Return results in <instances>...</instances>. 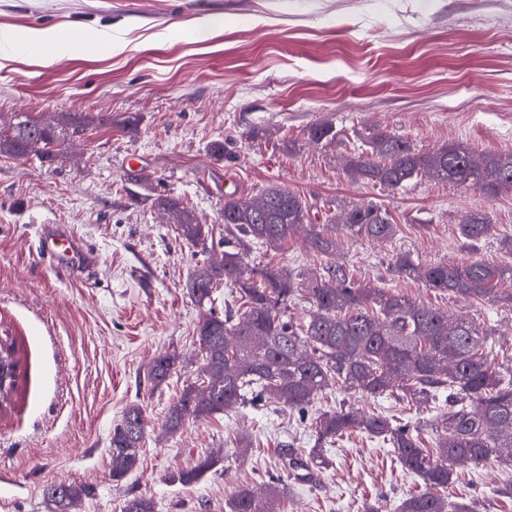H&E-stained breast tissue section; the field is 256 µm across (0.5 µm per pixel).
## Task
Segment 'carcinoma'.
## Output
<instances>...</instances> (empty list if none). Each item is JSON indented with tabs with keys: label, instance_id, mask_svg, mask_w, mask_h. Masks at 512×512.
Here are the masks:
<instances>
[{
	"label": "carcinoma",
	"instance_id": "1",
	"mask_svg": "<svg viewBox=\"0 0 512 512\" xmlns=\"http://www.w3.org/2000/svg\"><path fill=\"white\" fill-rule=\"evenodd\" d=\"M86 131L85 118L74 116L70 126L45 124L29 112L14 114L0 128V152L16 158L36 157L52 162L66 153L71 137ZM311 142L336 139L329 122L312 125ZM353 182L374 183L395 191L414 179L426 178L461 187H477L493 198L512 192V151L476 152L462 142L441 145L431 152L410 140L375 126L367 150L351 155L344 166ZM224 250L208 244L212 232L190 210H182L178 234L206 262L196 266L185 288L209 315L196 328L203 354V387L190 385L171 404L165 427L174 433L188 419H204L224 410L251 405H283L314 422L315 443L308 454L282 450L284 469L312 480L323 461V447L351 431L387 442L401 466L420 480L421 490L404 499L399 512H476L469 504L448 503L453 467L488 461L512 465V367L502 370L487 362L491 333L475 321L417 303L386 288L355 281L342 264L330 262L306 276L282 266H251L250 244L280 250L297 229L308 226L309 243L319 254H336V225L355 239L384 241L395 237L398 225L389 212L372 202L340 208L332 224H315L308 203L298 193L271 184L257 199L234 194L224 198ZM462 243L478 246L494 235L488 213L472 211L457 226ZM395 272L452 296L483 300L496 295L512 306V290L498 287L512 280V267L482 258L455 264L426 266L406 254L394 262ZM235 289L237 309L214 308L220 285ZM307 301L315 311L306 321L286 315L288 304ZM174 354L158 356L146 381L157 387L170 375ZM392 396L400 402L430 401L437 409L431 426L435 448L422 447L409 426L385 413H361L350 405L312 411L319 394L331 390ZM146 433L145 416L128 407L113 429L111 476L119 482L140 462ZM217 464L206 456L180 471L183 485L199 482ZM288 485L281 479L257 493L238 488L227 502L228 512H282ZM52 512H77L87 495L81 485L50 483L43 489ZM124 512H154L143 496L126 500Z\"/></svg>",
	"mask_w": 512,
	"mask_h": 512
}]
</instances>
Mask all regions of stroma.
Returning <instances> with one entry per match:
<instances>
[{
    "mask_svg": "<svg viewBox=\"0 0 512 512\" xmlns=\"http://www.w3.org/2000/svg\"><path fill=\"white\" fill-rule=\"evenodd\" d=\"M69 30L86 47L52 61L21 41L33 29ZM111 29L119 48L95 39ZM0 121L30 112L89 125L65 157L46 164L0 154V336L21 348L19 390L0 406V512H49L45 485L89 489L80 512H122L146 496L155 512H227L238 486L282 475L284 446L309 451L310 419L282 406L239 407L177 433L162 424L203 363L196 327L204 315L184 283L203 256L161 214L157 195L180 196L199 223L224 239V197L259 196L272 183L305 196L314 222L370 201L399 232L390 242L340 237L338 263L371 287L473 318L491 330L493 365L512 363V308L466 300L399 277L396 255L426 264L479 256L512 266L500 238L512 236V193L418 179L398 191L351 182L346 156L366 150L380 125L431 151L448 142L512 151V0H0ZM138 126L128 133L124 117ZM328 121L329 145L308 140ZM223 142V158L210 153ZM482 210L496 239L464 247L457 224ZM58 224L98 260L93 280L59 277L39 256L36 227ZM247 261L306 275L325 256L295 236L279 251L252 245ZM180 358L160 386L145 375L161 354ZM348 403L408 422L424 447L435 433L428 404L329 390L320 409ZM148 427L138 467L110 477V440L131 405ZM252 439L239 454L235 439ZM219 463L201 481L177 474L199 458ZM314 480L289 479L285 512H398L420 489L389 444L354 431L324 453ZM512 467L464 466L449 500L477 512H512L501 494Z\"/></svg>",
    "mask_w": 512,
    "mask_h": 512,
    "instance_id": "stroma-1",
    "label": "stroma"
}]
</instances>
